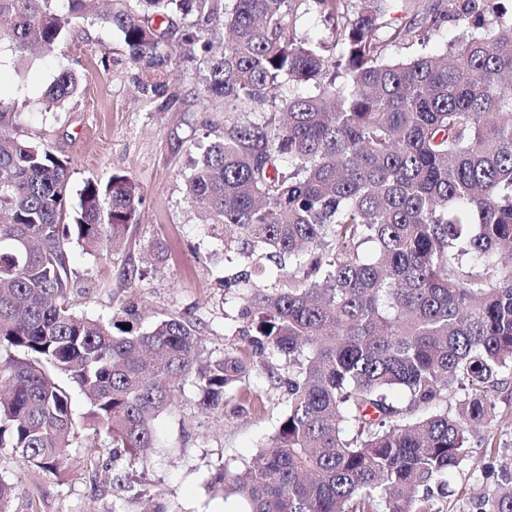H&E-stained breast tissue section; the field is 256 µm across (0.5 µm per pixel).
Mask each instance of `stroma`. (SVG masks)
<instances>
[{
    "label": "stroma",
    "mask_w": 512,
    "mask_h": 512,
    "mask_svg": "<svg viewBox=\"0 0 512 512\" xmlns=\"http://www.w3.org/2000/svg\"><path fill=\"white\" fill-rule=\"evenodd\" d=\"M168 43L173 65L162 102L139 94L138 71L120 32L82 20L71 24L52 56L19 61L0 53V98L14 102L21 137L69 160L72 191L117 173L132 178L147 198L117 251L102 256L71 246L73 309L108 320L132 306L143 329L168 315L183 317L197 328L203 358L216 359L225 346L246 344L237 289L224 283L244 264L236 250H225L223 229L189 203L186 174L192 159L223 135L224 100L207 92L180 31ZM60 61L80 76L81 91L63 111L47 112L42 94ZM271 371L285 374L284 361L256 360L240 390L215 408L203 406L196 387L183 381L155 422L164 454L145 468L90 457L89 447L107 438L88 430L81 446L69 449L61 480L1 451L0 477L12 486L8 512H148L158 504L169 512H244L239 496L214 490L212 482L225 463H249L275 432L287 394L269 382ZM495 402V445L474 431L472 460L449 475L447 494L435 495L436 512H485L484 494L512 463V375Z\"/></svg>",
    "instance_id": "35a3bbf8"
}]
</instances>
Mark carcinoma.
Returning <instances> with one entry per match:
<instances>
[{"label": "carcinoma", "mask_w": 512, "mask_h": 512, "mask_svg": "<svg viewBox=\"0 0 512 512\" xmlns=\"http://www.w3.org/2000/svg\"><path fill=\"white\" fill-rule=\"evenodd\" d=\"M97 2L0 0V45L49 56L76 20L115 27L154 98L172 66L168 34L194 18L184 41L226 116L188 199L228 229L224 249L287 280L229 279L249 352L230 346L204 364L179 316L142 331L129 310L76 314L70 245L108 250L146 197L114 174L70 203L69 161L18 135L0 98V349L15 352L0 364V450L59 475L82 427L109 438L112 461L146 464L181 381L215 407L251 359L277 357L288 408L250 465L215 478L222 491L247 512H432L474 428L495 439V393L512 372V14L502 0H404L409 24L389 37L383 0H229L222 13L214 0L116 13ZM301 9L331 36L300 35ZM461 19L473 27L443 55L383 59L389 40ZM79 86L58 62L43 106L62 108ZM73 385L89 403L80 423ZM485 506L512 512V482Z\"/></svg>", "instance_id": "cac0c4a2"}]
</instances>
